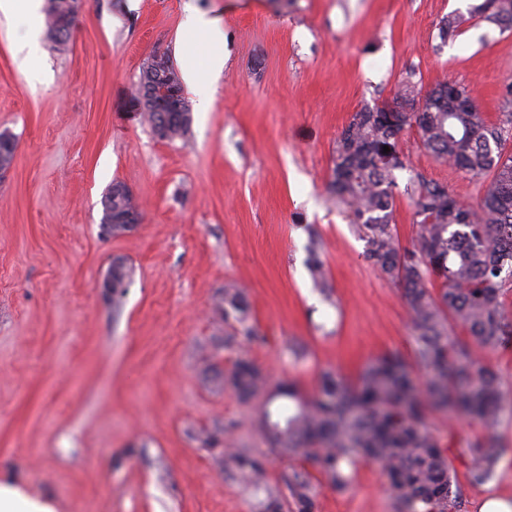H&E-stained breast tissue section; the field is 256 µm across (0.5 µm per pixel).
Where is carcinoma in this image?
<instances>
[{"mask_svg":"<svg viewBox=\"0 0 512 512\" xmlns=\"http://www.w3.org/2000/svg\"><path fill=\"white\" fill-rule=\"evenodd\" d=\"M47 36L58 48L70 40L64 24L68 0H46ZM470 16L512 29V0H482ZM468 18L454 13L440 22L443 41L455 39ZM393 100L402 112H382L365 105L352 114L336 139L329 192L349 214L357 237L364 241V259L386 279L402 288L415 339L414 357L427 373L419 384L411 366L397 353L370 363L351 384L327 371L310 400L290 384L271 385L267 375L240 354L225 372L214 371L224 388L243 400L264 398L261 432L274 456L302 460L310 468L292 467L280 475L275 490L266 482L265 459L224 450V465L243 481L267 493L264 512H312L318 492L312 471L329 486L344 491L350 484L346 466L361 458L380 462L399 512H460L455 468L427 419L433 410L477 419L488 428L498 424L512 398L497 375L479 367L482 355L495 348L505 329L502 298L512 291V83L501 98V117L492 122L481 100L459 83L438 84L420 93L411 79L401 82ZM152 131L166 126L165 139H185L191 112L141 109ZM417 129L422 148L453 167L485 178L477 206H466L448 187L414 172L406 185L413 206L416 236L412 247L400 246L394 222L395 171L407 168L397 149L402 132ZM389 152H383V147ZM15 141L0 134V165L13 162ZM132 206L114 190L106 193L103 211L120 216ZM320 241L310 234L309 270L326 291L319 257ZM127 260H112V301L119 303L132 280ZM441 281L433 291L432 278ZM224 318L221 346L236 351L260 339L250 322L245 292L224 285L216 303ZM467 331L471 345L457 347L449 328ZM235 427L224 422L203 430L195 439L204 448ZM504 449L494 439L469 449V482L490 480Z\"/></svg>","mask_w":512,"mask_h":512,"instance_id":"cac0c4a2","label":"carcinoma"}]
</instances>
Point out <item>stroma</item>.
I'll return each instance as SVG.
<instances>
[{
  "label": "stroma",
  "mask_w": 512,
  "mask_h": 512,
  "mask_svg": "<svg viewBox=\"0 0 512 512\" xmlns=\"http://www.w3.org/2000/svg\"><path fill=\"white\" fill-rule=\"evenodd\" d=\"M480 0H89L65 50L41 38L43 69L14 55L44 15L0 16V133L16 152L0 183V485L53 512H262L266 498L193 434L232 421L228 446L266 454L260 400L222 389L229 369L216 302L246 291L261 340L248 356L274 383L312 397L320 376L356 381L372 360L413 361L401 288L363 256L329 178L336 139L364 104L419 88H472L489 120L512 82V32L480 19L452 41L439 24ZM217 20L193 63L224 55L209 111L187 140L155 136L132 105L143 63L185 60L186 10ZM51 74L44 84L43 74ZM408 169L477 205L483 178L437 160L404 132ZM142 220L101 227L113 182ZM332 292L307 267L310 234ZM134 268L120 310L102 283L113 258ZM428 424L452 459L463 512L484 493L512 496L502 472L468 481L466 448L494 437L512 464V413L494 429L440 411ZM227 446V447H228ZM347 490L321 482L312 512H398L382 466L362 459Z\"/></svg>",
  "instance_id": "1"
}]
</instances>
